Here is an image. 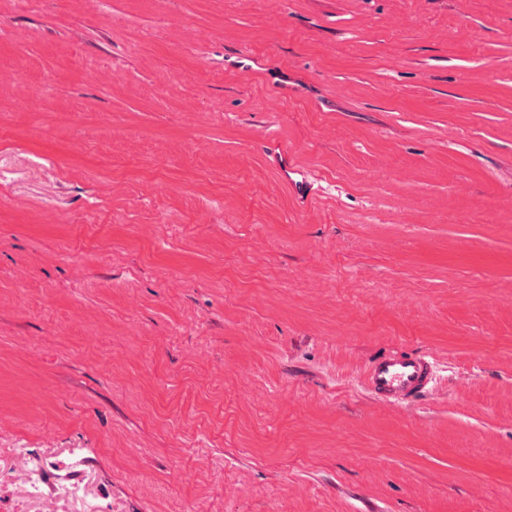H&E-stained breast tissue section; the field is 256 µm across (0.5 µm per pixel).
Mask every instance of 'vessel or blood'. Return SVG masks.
I'll list each match as a JSON object with an SVG mask.
<instances>
[{
  "label": "vessel or blood",
  "instance_id": "obj_1",
  "mask_svg": "<svg viewBox=\"0 0 512 512\" xmlns=\"http://www.w3.org/2000/svg\"><path fill=\"white\" fill-rule=\"evenodd\" d=\"M430 380L427 362L418 358L392 355L377 361L366 375V385L377 396L412 401L424 394Z\"/></svg>",
  "mask_w": 512,
  "mask_h": 512
}]
</instances>
